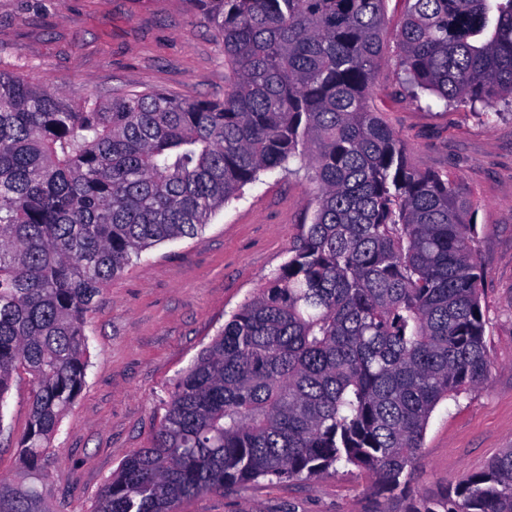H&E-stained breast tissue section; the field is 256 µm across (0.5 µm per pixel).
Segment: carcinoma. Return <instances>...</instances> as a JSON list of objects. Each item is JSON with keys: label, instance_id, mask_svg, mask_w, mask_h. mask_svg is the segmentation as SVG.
Returning a JSON list of instances; mask_svg holds the SVG:
<instances>
[{"label": "carcinoma", "instance_id": "1", "mask_svg": "<svg viewBox=\"0 0 512 512\" xmlns=\"http://www.w3.org/2000/svg\"><path fill=\"white\" fill-rule=\"evenodd\" d=\"M224 42V99L78 103L0 69V409L32 378L24 473L0 512H50L44 462L88 367L86 318L144 250L195 238L266 171L315 209L279 272L174 384L97 512H176L202 491L351 465L405 512H512V448L409 497L429 418L493 369L470 200L370 106L387 0H188ZM410 97L512 110V0H405Z\"/></svg>", "mask_w": 512, "mask_h": 512}]
</instances>
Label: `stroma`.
Instances as JSON below:
<instances>
[{
    "label": "stroma",
    "mask_w": 512,
    "mask_h": 512,
    "mask_svg": "<svg viewBox=\"0 0 512 512\" xmlns=\"http://www.w3.org/2000/svg\"><path fill=\"white\" fill-rule=\"evenodd\" d=\"M406 9L388 0L386 48L371 105L413 163L460 178L472 204L484 271L481 307L494 370L488 385L441 402L411 489L434 496L512 448V115L486 123L469 109L427 106L400 85L395 34ZM0 68L79 101L115 90L224 97V44L188 0H0ZM315 204L310 182L268 172L202 234L133 259L87 318L89 367L51 440L49 512H95L98 495L149 446L169 393L236 309L287 261ZM30 379L15 375L0 412V479L22 474ZM355 467L303 482L207 490L178 512H402Z\"/></svg>",
    "instance_id": "1"
}]
</instances>
